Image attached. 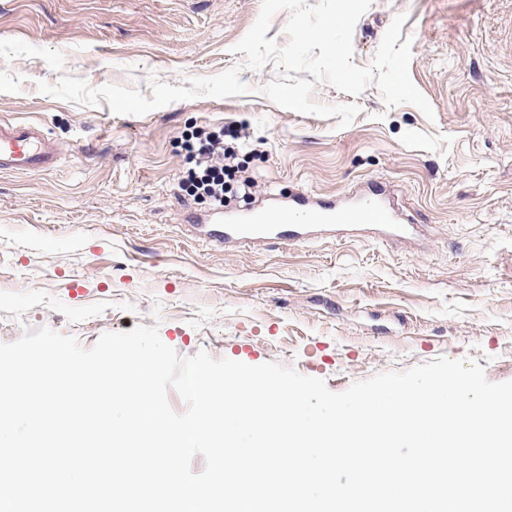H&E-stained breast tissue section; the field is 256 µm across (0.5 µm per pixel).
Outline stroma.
<instances>
[{"label": "stroma", "instance_id": "1", "mask_svg": "<svg viewBox=\"0 0 512 512\" xmlns=\"http://www.w3.org/2000/svg\"><path fill=\"white\" fill-rule=\"evenodd\" d=\"M262 0H0V119L33 120L59 166L0 173V344L49 328L92 348L157 327L180 355L274 362L334 392L445 356L512 380V0H372L352 61L369 66L405 14L409 73L431 104L387 107L376 84L354 122L300 114L263 92L278 70L236 44ZM241 66L246 94L197 97L142 116L40 94L68 75L99 87L172 86ZM224 123L261 142L244 210L298 191L380 187L408 239L210 247L187 232L209 209L181 191L175 141Z\"/></svg>", "mask_w": 512, "mask_h": 512}]
</instances>
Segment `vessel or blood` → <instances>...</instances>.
I'll list each match as a JSON object with an SVG mask.
<instances>
[{"mask_svg":"<svg viewBox=\"0 0 512 512\" xmlns=\"http://www.w3.org/2000/svg\"><path fill=\"white\" fill-rule=\"evenodd\" d=\"M58 164L59 148L45 137L39 125L28 121L0 122V172H48ZM362 224L375 226L390 239L411 232L410 225L398 223L379 191L342 201L314 200L298 193L251 212L223 215L221 223L212 226L210 241L216 245L232 241L248 244L260 239L289 243L309 239L321 231H346Z\"/></svg>","mask_w":512,"mask_h":512,"instance_id":"vessel-or-blood-1","label":"vessel or blood"}]
</instances>
